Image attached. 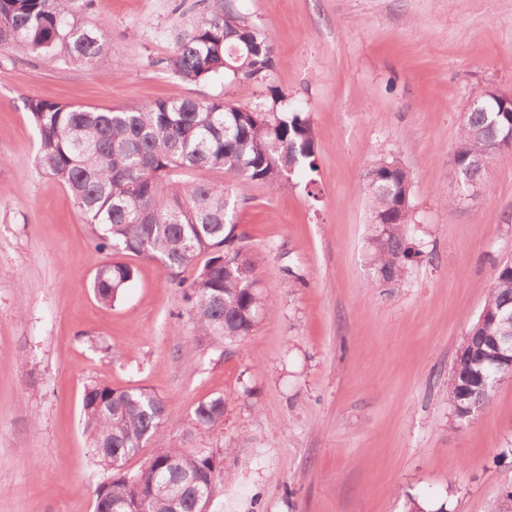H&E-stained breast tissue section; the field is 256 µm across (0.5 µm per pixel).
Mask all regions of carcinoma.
<instances>
[{"mask_svg":"<svg viewBox=\"0 0 512 512\" xmlns=\"http://www.w3.org/2000/svg\"><path fill=\"white\" fill-rule=\"evenodd\" d=\"M96 0H0V47L21 49L51 62L63 58L88 65L103 50L98 29L86 20ZM240 76L264 80L273 67L268 34L227 5L208 0L205 10L181 37L168 65L184 81L232 76L224 63L233 49ZM273 109L243 107L206 98L172 97L147 107L100 109L26 99L38 137L37 164L70 192L89 224L96 249L132 254L163 263L183 289L184 310L202 336L224 343L249 335L272 312L257 283L254 255L237 244L235 203L222 183L187 181L183 173L222 170L273 188H286L296 170L316 168L310 117L279 106L284 99L269 87ZM480 103L460 126L451 159L453 191L459 203L474 183L484 182L504 157L493 148L512 128V112L481 88ZM376 176L362 183L369 200L366 264L369 287L398 288L424 251L414 235L410 209H401L410 191L408 173L396 158L372 163ZM207 259L188 284L181 270L200 256ZM136 276L124 262L108 261L95 273L92 289L102 305H112ZM512 312V261L495 265L484 305L467 330L471 349L453 359L448 406L455 423L472 422L495 387L481 376L501 374L489 324ZM224 397L199 402L188 427L208 430L224 420ZM83 432L96 465L108 473L95 490L94 512H201L208 504L194 488L228 477L220 450L162 444L131 473L125 462L153 439L167 422L164 399L153 390L85 386L81 400Z\"/></svg>","mask_w":512,"mask_h":512,"instance_id":"obj_1","label":"carcinoma"}]
</instances>
